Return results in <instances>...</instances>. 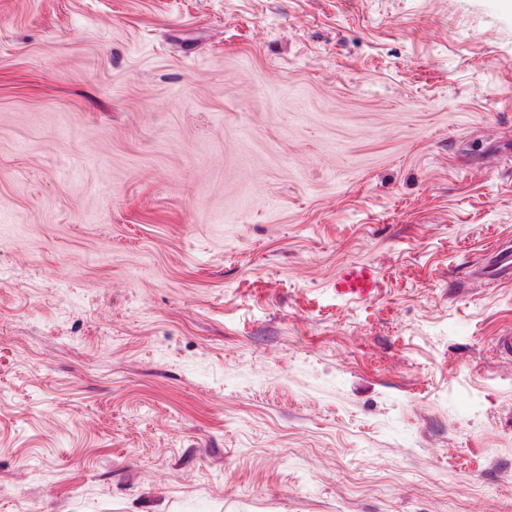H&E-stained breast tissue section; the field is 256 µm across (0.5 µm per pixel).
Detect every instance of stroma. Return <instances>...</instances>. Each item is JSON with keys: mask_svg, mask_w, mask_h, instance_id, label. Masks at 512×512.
Wrapping results in <instances>:
<instances>
[{"mask_svg": "<svg viewBox=\"0 0 512 512\" xmlns=\"http://www.w3.org/2000/svg\"><path fill=\"white\" fill-rule=\"evenodd\" d=\"M508 242L512 0H0V512H512ZM479 275L488 283L512 280V246L503 245L495 249L481 268Z\"/></svg>", "mask_w": 512, "mask_h": 512, "instance_id": "stroma-1", "label": "stroma"}]
</instances>
